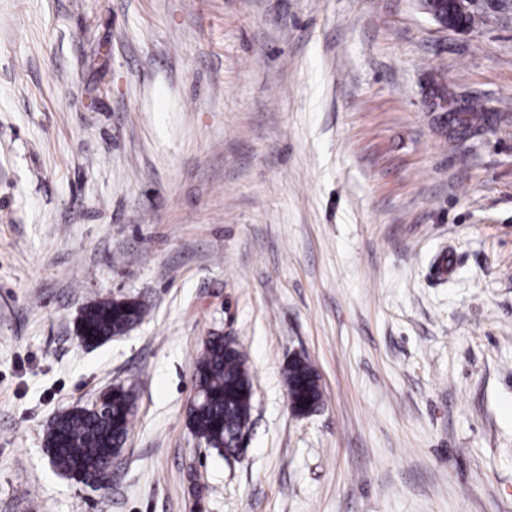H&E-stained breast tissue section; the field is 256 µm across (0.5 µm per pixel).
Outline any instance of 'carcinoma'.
Wrapping results in <instances>:
<instances>
[{"mask_svg": "<svg viewBox=\"0 0 512 512\" xmlns=\"http://www.w3.org/2000/svg\"><path fill=\"white\" fill-rule=\"evenodd\" d=\"M434 89L438 98L448 104L460 138L491 130L486 113L460 102L454 92L440 83ZM145 316V308L135 301L101 300L84 309L77 329L86 345L93 347L126 332ZM285 380L295 402L321 404L317 373L306 358L289 362ZM194 381L202 398L188 412L192 433L218 454H234L238 436L250 423L253 401L251 375L239 345L227 343L220 334L210 337L196 362ZM133 403L132 390L117 387L107 393L106 413L102 415L82 406L61 412L44 438L53 464L86 484L102 477L111 464L112 449L123 448L132 422Z\"/></svg>", "mask_w": 512, "mask_h": 512, "instance_id": "cac0c4a2", "label": "carcinoma"}]
</instances>
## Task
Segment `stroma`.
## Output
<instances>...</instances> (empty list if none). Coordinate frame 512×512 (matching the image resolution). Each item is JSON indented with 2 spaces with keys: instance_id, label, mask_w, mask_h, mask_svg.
Segmentation results:
<instances>
[{
  "instance_id": "stroma-1",
  "label": "stroma",
  "mask_w": 512,
  "mask_h": 512,
  "mask_svg": "<svg viewBox=\"0 0 512 512\" xmlns=\"http://www.w3.org/2000/svg\"><path fill=\"white\" fill-rule=\"evenodd\" d=\"M434 79L496 128L457 140ZM112 298L147 314L80 345ZM215 334L252 379L239 457L187 424ZM117 385L95 491L44 436ZM0 512H512V8L0 0ZM285 380L295 402L321 404L322 393L318 384L319 379L317 382V373L305 357H298L289 362Z\"/></svg>"
}]
</instances>
